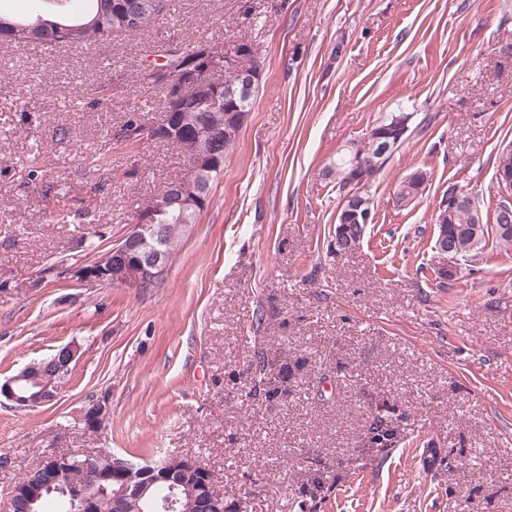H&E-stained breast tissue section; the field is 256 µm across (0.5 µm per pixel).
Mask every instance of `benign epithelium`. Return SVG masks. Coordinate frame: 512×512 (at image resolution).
Segmentation results:
<instances>
[{"instance_id":"benign-epithelium-1","label":"benign epithelium","mask_w":512,"mask_h":512,"mask_svg":"<svg viewBox=\"0 0 512 512\" xmlns=\"http://www.w3.org/2000/svg\"><path fill=\"white\" fill-rule=\"evenodd\" d=\"M239 44L228 47L222 43L201 42L185 54L184 65L176 72L166 67L152 64L141 70V78L145 82L164 87L169 99L184 96L212 98L224 92V100L236 101L247 99L248 91L260 82L263 67H255L258 56L245 63V53H237ZM233 70L234 81L224 83L214 79L217 73L226 74ZM143 137L146 141L167 137L176 142L187 158L192 174L189 178L169 185L160 196L159 209L177 204L180 214L186 218L191 211L198 210L206 202L207 183L211 174L222 167V162L213 158L208 151L211 132L200 123L193 133L187 134L179 130L177 122L166 120L160 123L146 122L142 125ZM354 166L362 172L359 183L353 186L357 195L347 197L350 204L346 207V217L354 224L371 223V209L366 198L358 194L365 185L367 173L360 161H353ZM470 199L464 190H456L448 196V200L438 210L436 223L443 226L448 222L450 212ZM168 255L164 250L162 227L156 224V213L142 212L135 218L130 231L95 264L65 269V273L81 282L99 283L102 285H130L135 288H148L165 272ZM80 346L74 342L57 349L52 360L58 363L59 371L70 367L79 355ZM58 384L54 379L43 374V363H35L22 369L17 374L0 381V405L9 404L16 409L33 408L56 400ZM97 457L84 459L68 453L64 456L65 468L69 471L67 495L70 499L72 512H98L97 496L89 491L86 484L79 481L77 472H86ZM153 474L150 466L136 464L129 459L112 455V470L103 473L104 479L119 486L112 494V512H126L127 497L136 494L143 496L145 490L131 485L130 479L136 475ZM194 475L197 489L191 501V512H227L224 509V498L213 497L206 493L214 482L209 469L188 458L176 471L165 474L164 480L170 483V494L162 500H151L152 512H178V498L175 490L182 485V475Z\"/></svg>"}]
</instances>
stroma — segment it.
<instances>
[{
  "label": "stroma",
  "mask_w": 512,
  "mask_h": 512,
  "mask_svg": "<svg viewBox=\"0 0 512 512\" xmlns=\"http://www.w3.org/2000/svg\"><path fill=\"white\" fill-rule=\"evenodd\" d=\"M172 4L149 31L87 47L0 40V379L81 347L55 401L0 406V512L40 460L104 449L195 459L230 512H512V249L435 246L449 186L487 225L502 200L512 0ZM171 41L249 42L263 63L209 204L155 287L50 273L90 261L86 227L109 249L190 175L172 146L117 137L130 115L161 118L139 72ZM93 93L100 106L71 108ZM395 112L412 120L364 191L374 220L336 250L343 193L324 169ZM95 152L105 166L85 164ZM418 168L425 190L398 206ZM84 209L86 224L66 221ZM259 380L272 398L252 396ZM102 396L106 426L86 430L81 410ZM501 167H512V155L506 157L503 154L499 153L496 159L495 166V175L497 174L495 180L496 188L503 196H512V171L503 168L500 169Z\"/></svg>",
  "instance_id": "35a3bbf8"
}]
</instances>
